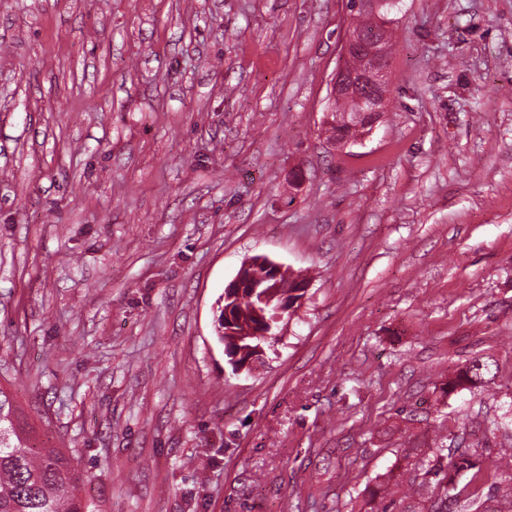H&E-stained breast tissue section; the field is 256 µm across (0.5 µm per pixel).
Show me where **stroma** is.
I'll list each match as a JSON object with an SVG mask.
<instances>
[{"instance_id": "1", "label": "stroma", "mask_w": 512, "mask_h": 512, "mask_svg": "<svg viewBox=\"0 0 512 512\" xmlns=\"http://www.w3.org/2000/svg\"><path fill=\"white\" fill-rule=\"evenodd\" d=\"M353 17L0 0V387L95 512H428L439 439L512 512V0H400L388 112L340 149ZM254 256L309 288L238 371L214 321ZM491 367V363L486 361L475 360L471 362L456 379L449 380L448 383L445 384V387L442 388L443 392L448 394L464 385L476 386L477 384L483 383L486 377L491 375Z\"/></svg>"}]
</instances>
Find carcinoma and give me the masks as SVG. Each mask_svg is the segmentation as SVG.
<instances>
[{
    "mask_svg": "<svg viewBox=\"0 0 512 512\" xmlns=\"http://www.w3.org/2000/svg\"><path fill=\"white\" fill-rule=\"evenodd\" d=\"M491 373L492 364L475 360L443 392L481 384ZM445 450L442 443L429 449L425 474L436 495L431 512H448V504L460 502L481 470L479 456L470 449L456 448L447 455ZM80 485V473L61 450L36 448L18 430L10 396L0 388V512H94L80 495Z\"/></svg>",
    "mask_w": 512,
    "mask_h": 512,
    "instance_id": "cac0c4a2",
    "label": "carcinoma"
}]
</instances>
